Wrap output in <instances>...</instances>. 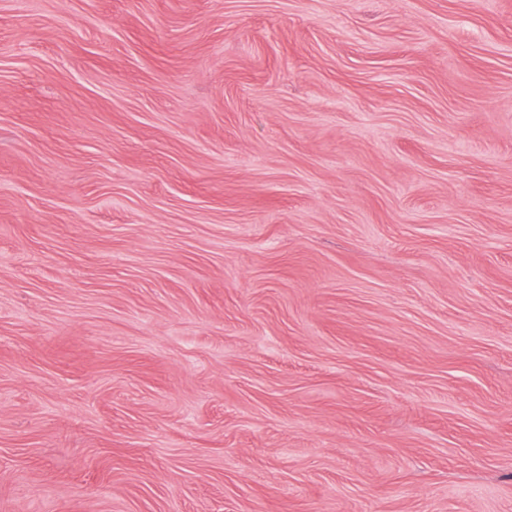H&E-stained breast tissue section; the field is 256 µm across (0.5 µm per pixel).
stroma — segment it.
<instances>
[{
    "mask_svg": "<svg viewBox=\"0 0 512 512\" xmlns=\"http://www.w3.org/2000/svg\"><path fill=\"white\" fill-rule=\"evenodd\" d=\"M0 512H512V0H0Z\"/></svg>",
    "mask_w": 512,
    "mask_h": 512,
    "instance_id": "obj_1",
    "label": "stroma"
}]
</instances>
